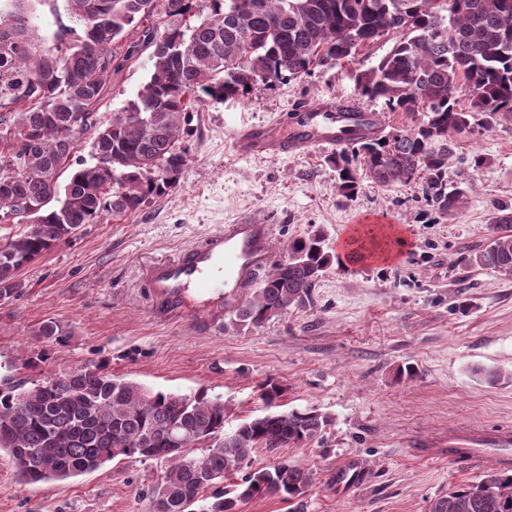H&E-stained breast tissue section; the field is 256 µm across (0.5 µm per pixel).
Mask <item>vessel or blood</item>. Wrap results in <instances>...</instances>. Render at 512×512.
<instances>
[{
    "label": "vessel or blood",
    "mask_w": 512,
    "mask_h": 512,
    "mask_svg": "<svg viewBox=\"0 0 512 512\" xmlns=\"http://www.w3.org/2000/svg\"><path fill=\"white\" fill-rule=\"evenodd\" d=\"M352 107L349 100L298 106L287 119L235 131L233 147L239 156L249 158L288 155L310 146H342L340 129L351 121ZM272 233L270 224L242 220L205 235L175 259L144 266L141 279L154 317H186L197 327H221L271 264ZM488 448L495 449L500 466L512 465L511 431L461 427L448 432L449 460L477 461Z\"/></svg>",
    "instance_id": "b4317fda"
}]
</instances>
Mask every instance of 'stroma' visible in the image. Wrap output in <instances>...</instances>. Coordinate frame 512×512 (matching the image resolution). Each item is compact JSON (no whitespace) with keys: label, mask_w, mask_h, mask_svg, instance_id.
Listing matches in <instances>:
<instances>
[{"label":"stroma","mask_w":512,"mask_h":512,"mask_svg":"<svg viewBox=\"0 0 512 512\" xmlns=\"http://www.w3.org/2000/svg\"><path fill=\"white\" fill-rule=\"evenodd\" d=\"M390 48L379 40L304 81L197 105L187 162L167 194L115 221L84 225L19 273L0 303V380L32 382L99 364L153 391L224 402L226 428L264 414L266 382L282 410L315 409L331 424L300 447L258 451L255 468L287 459L318 473L304 512H428L454 486L479 481L495 462L448 461V430L512 427V280L475 264L498 205L512 206V124L457 139L448 188L465 192L460 213L441 217L408 188L362 180L341 197L329 149L243 158L234 130L290 114L298 103L358 99L368 112L403 115L358 97L355 72ZM141 51L97 106L109 123L147 81ZM486 162L471 170L465 157ZM274 227L273 255L321 232L333 260L308 302L262 326L227 316L220 331L153 319L138 270L174 257L205 234L242 219ZM69 333L45 342V320ZM39 364L23 367V359ZM500 371V380L484 377ZM163 460L117 458L64 481L23 484L0 453V512H153Z\"/></svg>","instance_id":"stroma-1"}]
</instances>
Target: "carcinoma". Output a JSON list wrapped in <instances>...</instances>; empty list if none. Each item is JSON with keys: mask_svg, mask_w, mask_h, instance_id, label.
<instances>
[{"mask_svg": "<svg viewBox=\"0 0 512 512\" xmlns=\"http://www.w3.org/2000/svg\"><path fill=\"white\" fill-rule=\"evenodd\" d=\"M39 2L0 0V225L26 220L0 252V299L15 298L19 272L75 227L120 220L176 186L193 100L219 103L301 80L390 38L388 54L355 74L357 91L414 120L331 154L336 188L351 198L365 174L420 193L443 216L463 205L447 190L455 138L512 123V0L437 8L430 0H66L77 27L64 46L39 36ZM143 47L151 49L148 81L100 126L96 105ZM89 132L92 162L73 161ZM474 262L512 278L511 208L498 209L491 241ZM329 263L321 235L294 241L236 310L238 321L259 327L303 306ZM39 335L67 339L52 320ZM329 425L316 410L269 411L227 436L221 399L153 392L101 366L29 387L0 383V452L22 482L65 480L118 457L162 459L168 467L154 512H185L206 491V512H238L256 497L302 500L317 481L312 468L287 459L244 467L259 449L304 445ZM196 448L203 453L193 455ZM237 474L231 496L222 483ZM429 512H512V474L492 468L434 499Z\"/></svg>", "mask_w": 512, "mask_h": 512, "instance_id": "cac0c4a2", "label": "carcinoma"}]
</instances>
